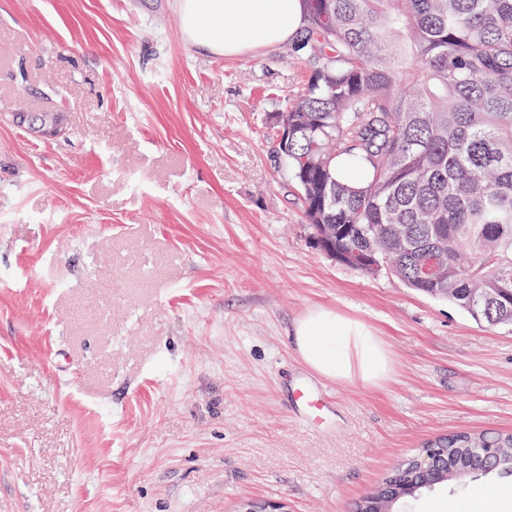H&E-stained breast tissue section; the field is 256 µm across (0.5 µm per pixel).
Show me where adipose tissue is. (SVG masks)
<instances>
[{
	"mask_svg": "<svg viewBox=\"0 0 512 512\" xmlns=\"http://www.w3.org/2000/svg\"><path fill=\"white\" fill-rule=\"evenodd\" d=\"M183 35L205 51L241 56L287 43L303 25L301 0H180ZM301 362L320 377L383 386L392 355L372 328L343 312L314 306L293 324Z\"/></svg>",
	"mask_w": 512,
	"mask_h": 512,
	"instance_id": "1",
	"label": "adipose tissue"
}]
</instances>
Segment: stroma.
<instances>
[{
  "mask_svg": "<svg viewBox=\"0 0 512 512\" xmlns=\"http://www.w3.org/2000/svg\"><path fill=\"white\" fill-rule=\"evenodd\" d=\"M290 44L214 56L179 0H0V512H353L426 442L512 431V328L316 249L272 146L306 86ZM51 110L45 138L17 113ZM370 326L381 388L312 379L307 308ZM512 512V482L407 512ZM334 410L333 401L316 385L309 381L296 383L292 389L291 411L306 421H322Z\"/></svg>",
  "mask_w": 512,
  "mask_h": 512,
  "instance_id": "stroma-1",
  "label": "stroma"
}]
</instances>
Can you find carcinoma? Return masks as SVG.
Here are the masks:
<instances>
[{
  "mask_svg": "<svg viewBox=\"0 0 512 512\" xmlns=\"http://www.w3.org/2000/svg\"><path fill=\"white\" fill-rule=\"evenodd\" d=\"M306 89L280 115L315 244L492 326H512V0H302ZM356 161L357 181L338 175ZM428 256L434 281L419 278ZM445 483L512 479V432L425 444ZM416 479L392 470L365 499Z\"/></svg>",
  "mask_w": 512,
  "mask_h": 512,
  "instance_id": "1",
  "label": "carcinoma"
}]
</instances>
